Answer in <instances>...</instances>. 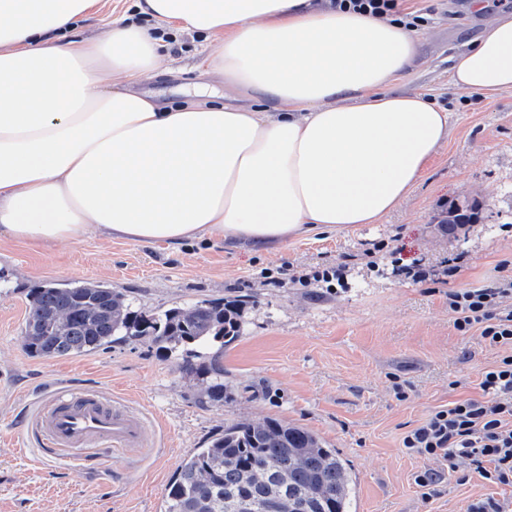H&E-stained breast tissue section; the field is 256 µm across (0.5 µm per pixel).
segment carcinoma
<instances>
[{
	"label": "carcinoma",
	"instance_id": "cac0c4a2",
	"mask_svg": "<svg viewBox=\"0 0 512 512\" xmlns=\"http://www.w3.org/2000/svg\"><path fill=\"white\" fill-rule=\"evenodd\" d=\"M243 303L204 300L156 317L134 310L126 296L100 283H57L29 296L23 345L33 356L70 357L114 343L148 340L174 356L200 402L224 404V348L242 334ZM350 473L313 432L278 420H242L185 458L165 490L166 512H349Z\"/></svg>",
	"mask_w": 512,
	"mask_h": 512
}]
</instances>
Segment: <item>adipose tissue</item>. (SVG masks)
<instances>
[{
	"mask_svg": "<svg viewBox=\"0 0 512 512\" xmlns=\"http://www.w3.org/2000/svg\"><path fill=\"white\" fill-rule=\"evenodd\" d=\"M99 0H0V236L32 243L224 239L269 251L391 213L448 136L427 94H392L414 29L330 0H137L104 38ZM276 109L162 107L133 86L162 31ZM124 88H109L107 76ZM459 89L512 91V13L451 67Z\"/></svg>",
	"mask_w": 512,
	"mask_h": 512,
	"instance_id": "adipose-tissue-1",
	"label": "adipose tissue"
}]
</instances>
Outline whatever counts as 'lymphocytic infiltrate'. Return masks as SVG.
Returning <instances> with one entry per match:
<instances>
[{"label":"lymphocytic infiltrate","instance_id":"f902f5d3","mask_svg":"<svg viewBox=\"0 0 512 512\" xmlns=\"http://www.w3.org/2000/svg\"><path fill=\"white\" fill-rule=\"evenodd\" d=\"M448 309L458 332L477 333L500 356L481 374V397L434 411L404 436V448L434 463L415 481L429 487L447 474L475 473L512 487V277L449 292Z\"/></svg>","mask_w":512,"mask_h":512}]
</instances>
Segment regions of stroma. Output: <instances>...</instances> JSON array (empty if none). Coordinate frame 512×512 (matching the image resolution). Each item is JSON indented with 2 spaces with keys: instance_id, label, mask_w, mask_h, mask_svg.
Returning <instances> with one entry per match:
<instances>
[{
  "instance_id": "1",
  "label": "stroma",
  "mask_w": 512,
  "mask_h": 512,
  "mask_svg": "<svg viewBox=\"0 0 512 512\" xmlns=\"http://www.w3.org/2000/svg\"><path fill=\"white\" fill-rule=\"evenodd\" d=\"M470 0H406L423 10L408 78L394 94L428 93L449 112L446 141L400 205L381 222L316 231L274 251L235 242L133 243L84 239L33 244L0 238V512H163L183 459L225 425L276 418L316 433L353 479L350 512H467L493 489L478 475L418 486L431 467L402 446L434 410L479 397L482 371L498 353L461 335L448 293L512 274V91L491 97L458 90L452 58L480 35L485 16ZM163 61L141 82L159 104L227 101L273 109L262 94L231 91L204 71L202 36H166ZM478 202L480 221L449 234L450 206ZM459 269L444 276L450 259ZM420 262L436 279L413 281L400 266ZM343 266V282L302 283L280 268ZM97 282L153 316L203 300L243 302L241 337L224 351L227 397L199 402L177 361L147 341L65 358L33 357L23 345L27 298L49 283ZM93 383L125 397L151 430L145 447L115 450L112 473L19 452L24 408L58 381Z\"/></svg>"
}]
</instances>
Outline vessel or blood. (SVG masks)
<instances>
[{"instance_id":"vessel-or-blood-1","label":"vessel or blood","mask_w":512,"mask_h":512,"mask_svg":"<svg viewBox=\"0 0 512 512\" xmlns=\"http://www.w3.org/2000/svg\"><path fill=\"white\" fill-rule=\"evenodd\" d=\"M25 435L42 454L100 467L116 448H138L149 437L146 417L123 398L75 383L53 384L24 417Z\"/></svg>"}]
</instances>
